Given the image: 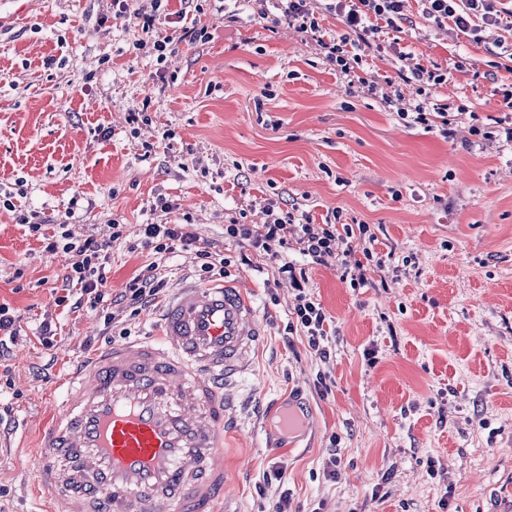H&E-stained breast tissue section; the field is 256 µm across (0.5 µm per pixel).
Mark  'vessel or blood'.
I'll list each match as a JSON object with an SVG mask.
<instances>
[{"mask_svg":"<svg viewBox=\"0 0 512 512\" xmlns=\"http://www.w3.org/2000/svg\"><path fill=\"white\" fill-rule=\"evenodd\" d=\"M265 336L239 282L188 283L152 334L76 360L34 462L56 512H212Z\"/></svg>","mask_w":512,"mask_h":512,"instance_id":"obj_1","label":"vessel or blood"}]
</instances>
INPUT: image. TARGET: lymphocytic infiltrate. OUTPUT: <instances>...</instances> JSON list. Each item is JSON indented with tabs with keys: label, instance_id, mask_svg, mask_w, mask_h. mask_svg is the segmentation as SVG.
<instances>
[{
	"label": "lymphocytic infiltrate",
	"instance_id": "1",
	"mask_svg": "<svg viewBox=\"0 0 512 512\" xmlns=\"http://www.w3.org/2000/svg\"><path fill=\"white\" fill-rule=\"evenodd\" d=\"M275 14L273 23L298 25L303 32L315 34L316 41L327 62L334 64L343 76L355 77L366 51L383 52L380 35L386 29H398L404 20L402 0H272ZM423 18L438 26H453L458 32L478 37L482 28L507 25L512 28V0H420ZM336 15L345 29L344 35L321 36L316 18L317 10ZM266 220L261 229L230 219L224 227L226 239L249 243L280 262L279 274L287 276L296 292L288 321L289 333H303L308 346L320 358H329L324 344V324L327 316L320 303L314 302L304 291L305 270L297 269L282 257L283 250H294L308 263L322 265L332 257L339 258L344 271L361 269V262L351 261L350 250H337L336 241L345 237L367 235L366 224H315L311 220H297L294 213L279 216L274 204L264 209ZM140 245L154 254H169L177 248H194L197 273L200 279L213 280L223 275L227 263L224 255L196 248L197 238L184 224H146L141 230ZM107 241L94 237L77 239L69 232L48 236L46 251L64 250L72 253L74 262L65 276L68 286L78 288L92 303L105 298L108 263Z\"/></svg>",
	"mask_w": 512,
	"mask_h": 512
}]
</instances>
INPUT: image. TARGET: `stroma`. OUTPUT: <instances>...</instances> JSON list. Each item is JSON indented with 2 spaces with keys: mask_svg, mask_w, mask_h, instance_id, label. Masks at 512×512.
<instances>
[{
  "mask_svg": "<svg viewBox=\"0 0 512 512\" xmlns=\"http://www.w3.org/2000/svg\"><path fill=\"white\" fill-rule=\"evenodd\" d=\"M168 9L163 33L182 9L209 36L160 63L130 50L138 21L112 0H0V305L19 330L0 357V512L48 505L31 470L52 398L78 357L119 329L148 332L153 312L55 306L70 257L46 253L34 225L106 240L122 223L109 294L154 261L168 286L197 281L193 252L155 260L137 246L162 197L177 205L169 223L230 258L267 332L255 374L231 391L230 512H272L284 492L292 512H512V143L498 123L512 74L488 72L512 29L476 41L404 0L400 46L452 71L432 91L451 107L446 139L398 116L393 100L418 92L390 60L365 57L368 83L352 93L310 36L271 26L252 0H229V27L216 0ZM141 109L148 123L131 122ZM271 200L317 224L336 211L369 225L386 258L357 288L338 266H307L329 358L287 333L294 292L276 262L224 237L229 218L262 223ZM291 403L310 415L297 435L280 424Z\"/></svg>",
  "mask_w": 512,
  "mask_h": 512,
  "instance_id": "obj_1",
  "label": "stroma"
}]
</instances>
